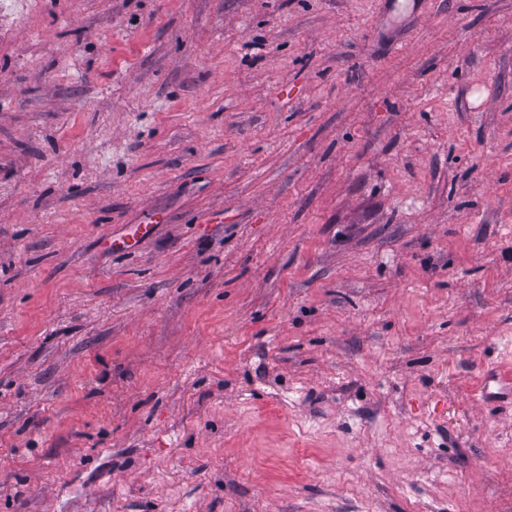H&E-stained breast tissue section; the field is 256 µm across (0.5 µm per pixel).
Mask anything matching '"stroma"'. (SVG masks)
Segmentation results:
<instances>
[{"mask_svg": "<svg viewBox=\"0 0 512 512\" xmlns=\"http://www.w3.org/2000/svg\"><path fill=\"white\" fill-rule=\"evenodd\" d=\"M512 0L0 13V512H512Z\"/></svg>", "mask_w": 512, "mask_h": 512, "instance_id": "obj_1", "label": "stroma"}]
</instances>
